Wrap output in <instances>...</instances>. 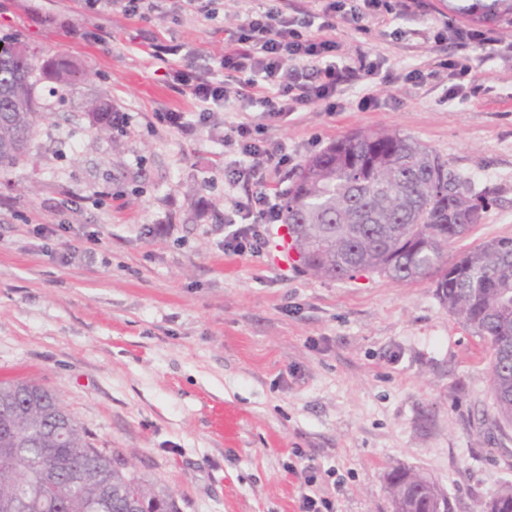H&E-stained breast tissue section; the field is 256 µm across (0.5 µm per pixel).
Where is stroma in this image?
<instances>
[{"label":"stroma","mask_w":512,"mask_h":512,"mask_svg":"<svg viewBox=\"0 0 512 512\" xmlns=\"http://www.w3.org/2000/svg\"><path fill=\"white\" fill-rule=\"evenodd\" d=\"M425 3L395 22L337 20L344 54L382 70L344 85L335 111L267 122L220 66L225 32L267 0H219L209 19L181 0L144 19L86 0H0L14 41L65 52L84 73L70 89L40 78L32 152L0 173V380L49 388L94 447L177 512H299L309 464L332 471L323 488L336 512H391L385 475L398 466L436 482L452 512L512 490L489 346L431 282L314 277L283 263L275 224L262 225L258 254L224 252L219 219L253 190L227 179L243 159L233 130L258 123L288 151L271 191L336 139L389 128L490 194L455 252L512 237V55L471 48L464 93L449 98L438 66L454 48L441 34L449 0ZM175 52L224 82L223 105L203 112L173 81ZM414 68L424 82L408 80ZM100 100L126 117L109 134L89 113ZM170 109L181 123L165 120Z\"/></svg>","instance_id":"stroma-1"}]
</instances>
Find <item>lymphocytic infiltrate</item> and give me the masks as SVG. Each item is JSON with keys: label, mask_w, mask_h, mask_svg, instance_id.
I'll list each match as a JSON object with an SVG mask.
<instances>
[{"label": "lymphocytic infiltrate", "mask_w": 512, "mask_h": 512, "mask_svg": "<svg viewBox=\"0 0 512 512\" xmlns=\"http://www.w3.org/2000/svg\"><path fill=\"white\" fill-rule=\"evenodd\" d=\"M420 0H329L324 17L316 32H308L304 24L290 19L284 0H273L262 13L248 16L236 32L224 40L222 69L242 75L238 94L245 100H259L265 117L275 118L300 107L322 105L328 111L336 109V94L355 70L373 73L378 61H364L352 67L339 53L333 36L337 19L358 20L363 13L398 17L421 9ZM452 33L456 52L445 62L456 83L448 89L455 96L463 91L458 80L472 68L468 53L478 45L488 55L512 53V44L499 41L490 32L468 29L446 22ZM235 138L247 159L246 165L231 175L232 181L252 183L254 192L247 201L235 202L234 209L246 219L231 231L227 251L241 256L258 253L263 242L260 227L279 221L280 211L272 204L266 173L288 162L283 145L268 146L255 137L256 129L238 125Z\"/></svg>", "instance_id": "lymphocytic-infiltrate-1"}]
</instances>
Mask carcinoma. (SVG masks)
Here are the masks:
<instances>
[{"label":"carcinoma","mask_w":512,"mask_h":512,"mask_svg":"<svg viewBox=\"0 0 512 512\" xmlns=\"http://www.w3.org/2000/svg\"><path fill=\"white\" fill-rule=\"evenodd\" d=\"M478 27L512 37V0H458L449 7ZM74 84L81 73L64 56L49 62L26 45L0 47V101L12 117L0 123V171L20 166L40 119L37 74ZM101 129L114 128L112 105L91 111ZM485 198L469 193L448 164L408 136L386 129L356 131L307 158L283 193L281 220L302 270L328 280L381 274L402 284L431 279L448 313L489 344L491 395L512 426V237L485 241L460 254L453 244L481 222ZM0 448H16L29 470L18 472L0 453V501L15 512H128L131 504L176 512L162 491L123 471L93 447L51 391L30 380H0ZM62 461L64 478L39 484L47 465ZM400 512H452L424 476L405 468L387 474ZM480 512H512V494Z\"/></svg>","instance_id":"carcinoma-1"}]
</instances>
